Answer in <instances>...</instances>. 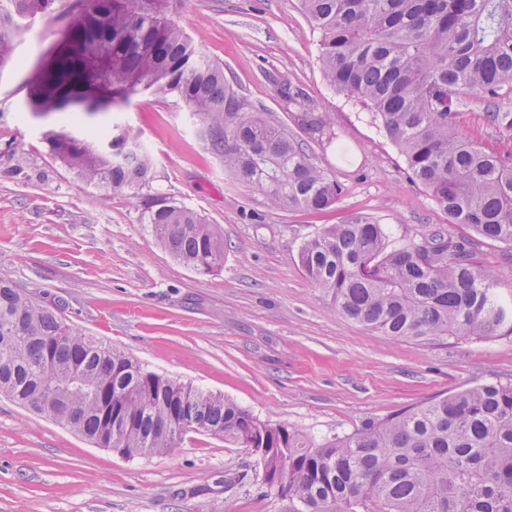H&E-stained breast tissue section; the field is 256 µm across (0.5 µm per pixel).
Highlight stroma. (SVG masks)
Segmentation results:
<instances>
[{
	"label": "stroma",
	"mask_w": 512,
	"mask_h": 512,
	"mask_svg": "<svg viewBox=\"0 0 512 512\" xmlns=\"http://www.w3.org/2000/svg\"><path fill=\"white\" fill-rule=\"evenodd\" d=\"M75 2L55 0L30 20L16 62L0 69V270L20 288L150 370L318 442L453 390L512 382V337L428 343L368 332L338 315L298 265L307 236L365 213L399 239L436 227L467 237L477 265L512 299V247L449 223L371 115L329 88L319 35L298 0H168L167 14L223 63L247 104L297 131L280 105L287 83L325 117L323 134L303 140L343 187L323 213L272 208L257 188L226 177L203 124L177 98L32 115L29 84L54 54ZM483 112L477 102L459 109V132L512 155V133L487 125ZM113 124L136 132L153 158L141 196L84 184L44 139L50 129L89 134ZM150 195L223 228L221 269L197 273L157 243L144 216ZM280 510L248 449L191 433L166 456L129 458L0 395V512Z\"/></svg>",
	"instance_id": "obj_1"
}]
</instances>
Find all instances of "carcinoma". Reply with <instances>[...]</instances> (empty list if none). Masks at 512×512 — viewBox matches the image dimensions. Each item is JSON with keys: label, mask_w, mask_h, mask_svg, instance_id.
<instances>
[{"label": "carcinoma", "mask_w": 512, "mask_h": 512, "mask_svg": "<svg viewBox=\"0 0 512 512\" xmlns=\"http://www.w3.org/2000/svg\"><path fill=\"white\" fill-rule=\"evenodd\" d=\"M55 0L0 7V68L14 57L24 21ZM320 34L325 80L368 112L448 222L512 246V160L455 130V109L475 99L486 122L512 131V0H299ZM73 32L30 86L35 114L62 112L86 94L125 103L175 96L205 125L233 180L254 185L279 209L320 213L342 186L263 108L245 107L165 0H83ZM307 134L325 122L299 91H281ZM52 154L86 184L134 194L153 159L135 133L92 138L48 132ZM159 244L200 274L224 265V231L165 198L146 202ZM298 264L336 311L395 339L443 342L512 336V301L464 244L440 229L395 240L364 215L305 239ZM0 394L131 457L165 456L191 432L255 453L267 495L283 512H512V383L491 381L315 442L262 421L221 393L160 375L33 300L0 272Z\"/></svg>", "instance_id": "cac0c4a2"}]
</instances>
